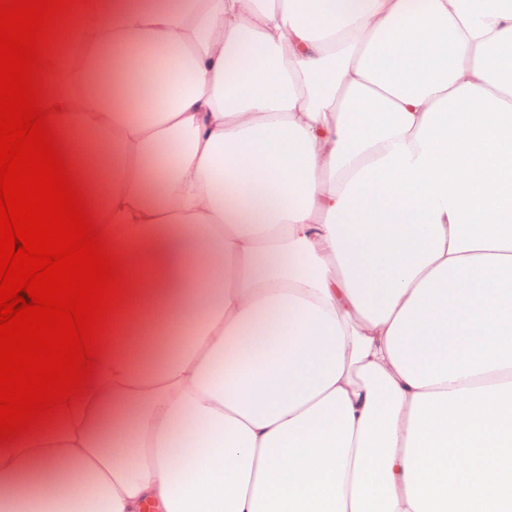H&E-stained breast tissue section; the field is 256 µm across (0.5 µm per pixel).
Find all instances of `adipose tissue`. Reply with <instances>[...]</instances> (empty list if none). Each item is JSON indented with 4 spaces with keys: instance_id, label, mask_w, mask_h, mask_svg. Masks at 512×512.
<instances>
[{
    "instance_id": "ef3b65f1",
    "label": "adipose tissue",
    "mask_w": 512,
    "mask_h": 512,
    "mask_svg": "<svg viewBox=\"0 0 512 512\" xmlns=\"http://www.w3.org/2000/svg\"><path fill=\"white\" fill-rule=\"evenodd\" d=\"M44 88L127 291L0 512H512V0H83Z\"/></svg>"
}]
</instances>
